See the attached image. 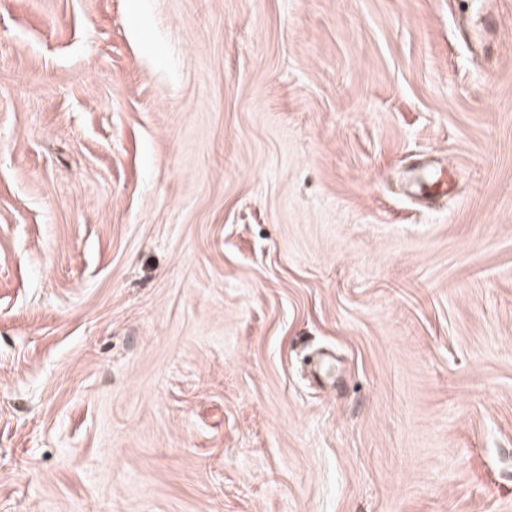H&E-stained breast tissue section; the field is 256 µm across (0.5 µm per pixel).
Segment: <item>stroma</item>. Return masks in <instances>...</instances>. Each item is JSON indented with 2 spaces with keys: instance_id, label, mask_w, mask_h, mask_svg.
I'll list each match as a JSON object with an SVG mask.
<instances>
[{
  "instance_id": "obj_1",
  "label": "stroma",
  "mask_w": 512,
  "mask_h": 512,
  "mask_svg": "<svg viewBox=\"0 0 512 512\" xmlns=\"http://www.w3.org/2000/svg\"><path fill=\"white\" fill-rule=\"evenodd\" d=\"M0 512H512V0H0Z\"/></svg>"
}]
</instances>
